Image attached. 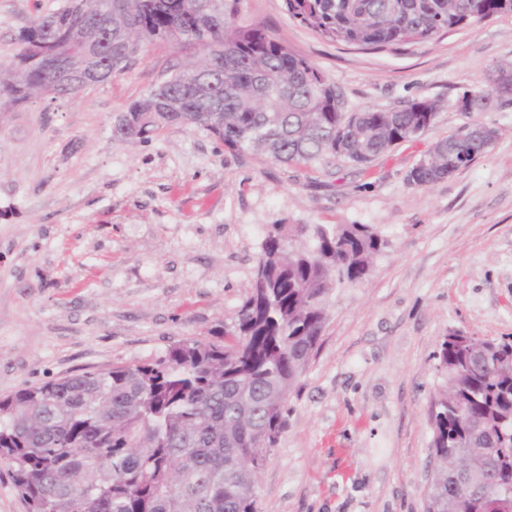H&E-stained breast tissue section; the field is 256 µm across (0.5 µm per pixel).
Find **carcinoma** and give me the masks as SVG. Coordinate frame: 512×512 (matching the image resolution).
<instances>
[{"instance_id":"cac0c4a2","label":"carcinoma","mask_w":512,"mask_h":512,"mask_svg":"<svg viewBox=\"0 0 512 512\" xmlns=\"http://www.w3.org/2000/svg\"><path fill=\"white\" fill-rule=\"evenodd\" d=\"M319 38L362 49L423 42L465 24L458 0H283ZM484 16L512 0H463ZM240 0H66L35 16L14 59L0 63V108L78 92L72 71L100 82L145 49L174 43L201 56L119 112L112 135L148 139L207 131L236 154L365 169L431 125L438 105L347 112L334 85L265 26L236 27ZM504 103L486 77L471 113ZM494 131L462 125L434 146L412 184L428 188L484 154ZM387 240L371 224L269 225L235 321L140 364H115L0 397V463L27 512H258V475L287 427L288 396L318 350L333 288L369 275ZM432 398L433 478L426 512H512V336H446ZM484 467L470 480L469 463Z\"/></svg>"}]
</instances>
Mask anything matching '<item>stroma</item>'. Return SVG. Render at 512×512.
I'll list each match as a JSON object with an SVG mask.
<instances>
[{
	"label": "stroma",
	"mask_w": 512,
	"mask_h": 512,
	"mask_svg": "<svg viewBox=\"0 0 512 512\" xmlns=\"http://www.w3.org/2000/svg\"><path fill=\"white\" fill-rule=\"evenodd\" d=\"M65 2L0 0V61ZM241 22L316 65L346 111L426 98L437 118L361 171L242 158L196 128L113 137L114 115L193 55L163 45L109 82L0 112V395L209 339L275 221L371 224L389 246L332 291L257 506L425 512L438 345L452 330L512 336V104L481 114L495 139L471 166L425 189L408 175L467 123L459 93L512 70V15L381 50L321 40L283 0H241Z\"/></svg>",
	"instance_id": "35a3bbf8"
}]
</instances>
